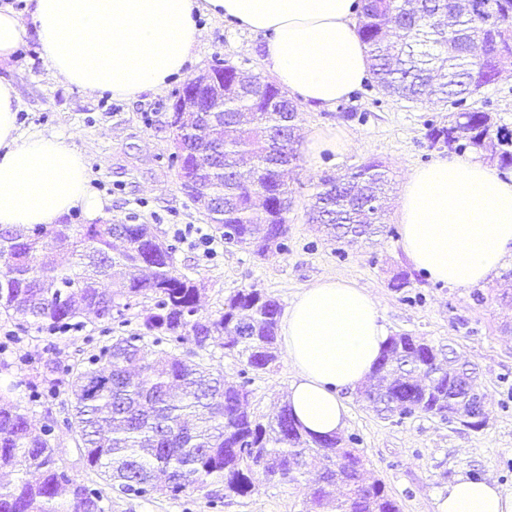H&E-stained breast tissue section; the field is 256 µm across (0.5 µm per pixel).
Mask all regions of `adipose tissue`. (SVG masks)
I'll use <instances>...</instances> for the list:
<instances>
[{
	"label": "adipose tissue",
	"instance_id": "ef3b65f1",
	"mask_svg": "<svg viewBox=\"0 0 512 512\" xmlns=\"http://www.w3.org/2000/svg\"><path fill=\"white\" fill-rule=\"evenodd\" d=\"M30 24L0 6V61L34 33L57 77L89 93L132 100L164 88L201 42V16L266 35L264 63L289 93L312 106L348 98L369 78L353 23L357 0H28ZM20 102L0 77V226L52 225L72 210L98 218L103 200L71 138L22 132ZM399 244L414 268L454 288L486 283L512 261V175L476 157H438L400 187ZM295 376L288 402L316 435L339 433L341 390L370 375L388 341L365 288L327 277L302 289L279 323ZM435 512H512V492L459 476Z\"/></svg>",
	"mask_w": 512,
	"mask_h": 512
}]
</instances>
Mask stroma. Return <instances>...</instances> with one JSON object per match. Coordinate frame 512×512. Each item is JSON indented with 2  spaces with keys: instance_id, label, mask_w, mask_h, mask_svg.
I'll return each mask as SVG.
<instances>
[{
  "instance_id": "obj_1",
  "label": "stroma",
  "mask_w": 512,
  "mask_h": 512,
  "mask_svg": "<svg viewBox=\"0 0 512 512\" xmlns=\"http://www.w3.org/2000/svg\"><path fill=\"white\" fill-rule=\"evenodd\" d=\"M204 36L182 74L159 91L126 100L90 94L53 75L35 36H28L11 60L0 64V76L14 85L22 103V129H45L73 136L88 166L91 189L107 203L104 224L129 219L152 225L159 238L177 247L175 266L196 282L202 314L223 310L225 300L242 288H256L288 307L302 288L324 277H336L367 288L379 304L390 334H411L431 341L440 359L456 357L475 369L487 397L489 419L482 430L434 417L403 421L381 418L366 407L357 390L340 396L348 409L344 435L355 436L366 474L380 479L401 512H435L436 497L460 475L497 482L512 492V264L484 285L451 288L424 278L402 253L398 236L380 235L372 242L350 244L329 239L308 223L306 209L325 176H341L361 164L382 162L395 184L389 192L385 221L396 226L398 184L415 167L439 157L427 137L428 123L446 114L440 107L413 104L383 95L373 81L330 107L299 104L296 134L305 139L316 129L342 130L350 145L343 154L326 155L316 168L306 161L290 166L285 179L291 189L288 250L264 258L238 247H226L212 224L182 191L173 151L168 107L188 78L206 71L215 60L234 64L246 76L268 77L264 35L245 31L230 21L203 17ZM479 107L498 125L512 130V71L485 86ZM213 238L206 252L203 237ZM405 275L401 290L390 280ZM105 322L87 316L83 331L56 337L30 327L18 329L0 315V391L28 405L33 428L49 421L58 426L51 445L60 463L79 483L105 489L101 476L85 462L76 437L63 427L70 411L67 382L54 395L29 404L26 386L41 383L49 364H83L104 338ZM295 372L287 355L268 371L253 374L250 408L257 416H273L286 401ZM307 487L263 486L246 497H228L220 482L178 499L162 495L113 499L109 512H307Z\"/></svg>"
}]
</instances>
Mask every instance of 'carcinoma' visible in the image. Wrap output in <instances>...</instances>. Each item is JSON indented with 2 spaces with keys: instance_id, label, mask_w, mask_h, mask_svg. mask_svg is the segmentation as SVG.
<instances>
[{
  "instance_id": "carcinoma-1",
  "label": "carcinoma",
  "mask_w": 512,
  "mask_h": 512,
  "mask_svg": "<svg viewBox=\"0 0 512 512\" xmlns=\"http://www.w3.org/2000/svg\"><path fill=\"white\" fill-rule=\"evenodd\" d=\"M501 14L512 26V0H473L461 12L454 0H359L357 33L367 47L370 74L385 95L414 104H441L448 123L428 124L431 146L457 151L448 135L466 133L467 148H483L489 132L499 142L497 161L512 166V130L469 100L495 81L512 61V43L497 46L474 23L472 12ZM392 29L402 41L389 42ZM236 67L224 62V111L210 113L221 135L200 144L211 154L198 169L179 165L181 188L203 180L224 198L214 214L215 229L235 235L230 245L266 257L288 250V223L281 199L288 196L283 168L300 160L295 138L297 107L279 85L252 78L251 90L231 89ZM388 178L375 161L340 181L325 179L313 195L311 211L328 233L355 243L386 232L383 214L363 227L365 190L383 195ZM67 239L64 267L41 250L42 238ZM176 245L160 240L149 224H36L22 232L0 229V314L51 334L84 328L86 311L108 321L124 316L141 298L153 301L136 331L111 336L74 368L52 367L69 376L74 399L64 426L78 436L88 465L117 497L174 499L224 482V495L247 496L259 485H294L309 464L321 465L310 490L312 512H400L380 480L363 479L357 438L313 436L303 431L289 405L264 422L247 407L248 382L224 383L218 369L186 357L190 343L199 351L219 346L254 371L276 364L279 302L255 288L236 291L224 311L199 315V288L174 265ZM118 278L108 291L101 282ZM373 375L384 384L363 393L369 406L387 417L401 408L414 417L456 415L463 405V366L442 364L436 348L422 337H389ZM52 427H31L28 413L0 394V470L16 476L0 485V512H106L102 492L74 481L50 444Z\"/></svg>"
}]
</instances>
